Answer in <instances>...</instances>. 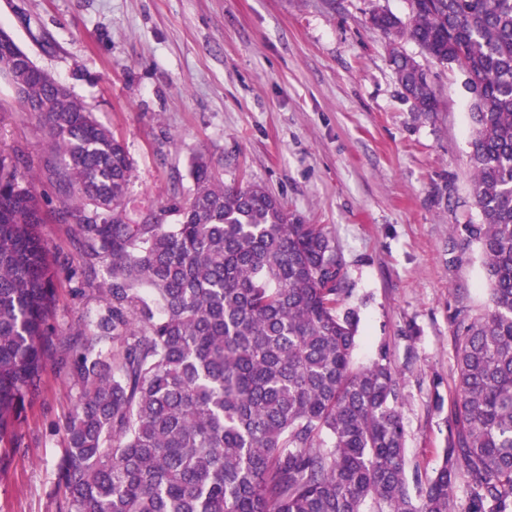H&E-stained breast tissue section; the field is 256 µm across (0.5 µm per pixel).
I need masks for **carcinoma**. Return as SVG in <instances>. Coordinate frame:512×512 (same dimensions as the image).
<instances>
[{
    "label": "carcinoma",
    "mask_w": 512,
    "mask_h": 512,
    "mask_svg": "<svg viewBox=\"0 0 512 512\" xmlns=\"http://www.w3.org/2000/svg\"><path fill=\"white\" fill-rule=\"evenodd\" d=\"M407 2V17L370 22L467 75L480 220L460 236L480 247L490 295L458 318L454 437L413 488L398 374L384 352L354 367L357 314L324 226L259 185H224L201 156L188 196L129 223L125 145L49 74L15 66L24 51L0 29V77L48 139L57 221L76 218L69 279L107 274L96 321L75 332L58 512H451L460 475L466 512H512V0ZM390 57L414 109L437 111L427 70ZM43 223L30 167L0 155V445L47 369Z\"/></svg>",
    "instance_id": "obj_1"
}]
</instances>
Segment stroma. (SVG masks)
<instances>
[{"mask_svg": "<svg viewBox=\"0 0 512 512\" xmlns=\"http://www.w3.org/2000/svg\"><path fill=\"white\" fill-rule=\"evenodd\" d=\"M377 9L408 12L406 0H0V28L125 144L130 221L188 195L200 154L225 184L261 185L324 225L358 316L356 364L384 353L401 374L412 478L433 474L448 444L456 314L480 316L489 295L478 246L456 231L479 220L466 76L401 43L438 96L437 112H415L369 23ZM15 149L59 210L46 140L0 78V151ZM100 305L58 277L47 371L0 465V512L58 510V427L77 397L70 338Z\"/></svg>", "mask_w": 512, "mask_h": 512, "instance_id": "1", "label": "stroma"}]
</instances>
